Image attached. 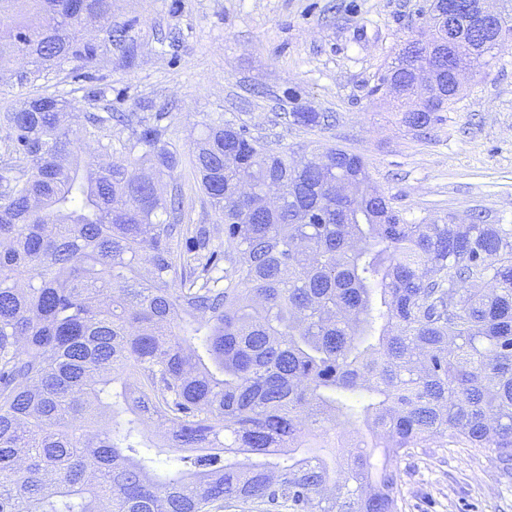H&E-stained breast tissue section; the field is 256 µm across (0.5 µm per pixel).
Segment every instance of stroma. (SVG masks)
<instances>
[{
    "instance_id": "1",
    "label": "stroma",
    "mask_w": 512,
    "mask_h": 512,
    "mask_svg": "<svg viewBox=\"0 0 512 512\" xmlns=\"http://www.w3.org/2000/svg\"><path fill=\"white\" fill-rule=\"evenodd\" d=\"M425 0H112V19L138 46L128 68L111 63L76 83L49 71L22 84L15 62L0 85V113L41 92L70 94L80 112L168 113L165 142L188 154L203 121L248 125L273 147L339 145L366 160L406 220L512 226V44L466 76L460 98L429 135L396 121L393 103L370 96L379 72L428 20ZM336 122L287 119L288 91ZM105 89L90 100L88 93ZM399 512H512V478L487 450L416 449L398 461Z\"/></svg>"
}]
</instances>
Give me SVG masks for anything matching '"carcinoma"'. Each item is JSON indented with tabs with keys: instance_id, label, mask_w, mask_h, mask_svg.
<instances>
[{
	"instance_id": "1",
	"label": "carcinoma",
	"mask_w": 512,
	"mask_h": 512,
	"mask_svg": "<svg viewBox=\"0 0 512 512\" xmlns=\"http://www.w3.org/2000/svg\"><path fill=\"white\" fill-rule=\"evenodd\" d=\"M497 33L435 86L400 55L370 93L425 134L512 12ZM114 46L134 63L112 0H0V71ZM168 117L38 94L0 118V512H397L394 462L447 441L512 474V228L409 223L361 156L298 162L222 119L189 150L218 216L195 224L160 184Z\"/></svg>"
}]
</instances>
